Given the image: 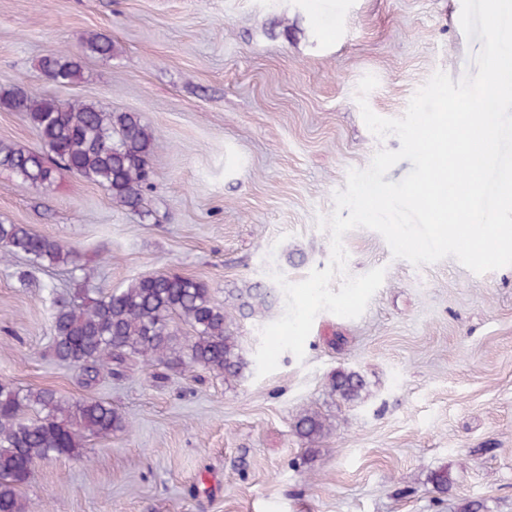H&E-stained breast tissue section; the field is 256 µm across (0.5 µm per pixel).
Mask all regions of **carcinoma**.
<instances>
[{
	"label": "carcinoma",
	"instance_id": "obj_1",
	"mask_svg": "<svg viewBox=\"0 0 512 512\" xmlns=\"http://www.w3.org/2000/svg\"><path fill=\"white\" fill-rule=\"evenodd\" d=\"M88 48L112 55V39L99 33ZM46 77L59 85L82 79V66L65 53L41 60ZM0 108L19 112L36 130L45 150L0 142V168L24 185L54 182L67 168L107 190L112 201L138 210L150 186L154 135L136 112H112L93 104L61 103L18 88L0 89ZM0 256H23L41 268L84 271L78 253L61 241L33 232L25 224L0 221ZM272 293L255 283L239 290L238 313L252 317L270 310ZM190 328L179 334L177 323ZM233 319L208 285L193 277L165 272L140 277L92 298L53 301L52 350L56 360L79 371L80 383L93 387L112 367L129 361L171 368L201 367L224 378H240L248 368ZM330 388L338 398L357 402L366 395L362 375L336 371ZM126 427L108 402L70 398L52 388H18L0 383V512H28L20 489L37 466L61 457H79L87 437L108 438ZM309 442L321 438L325 421L304 410L294 424Z\"/></svg>",
	"mask_w": 512,
	"mask_h": 512
}]
</instances>
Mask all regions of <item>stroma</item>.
<instances>
[{
	"label": "stroma",
	"mask_w": 512,
	"mask_h": 512,
	"mask_svg": "<svg viewBox=\"0 0 512 512\" xmlns=\"http://www.w3.org/2000/svg\"><path fill=\"white\" fill-rule=\"evenodd\" d=\"M462 0H0V88L139 113L155 137L142 212L62 169L21 185L0 169V221L73 247L90 280L23 258L0 262V382L93 394L125 430L88 439L78 458L40 465L22 493L49 512H512V266L483 274L452 257L414 265L376 231L343 238L346 273L385 278L355 319L320 312L303 357L224 381L198 369L137 364L85 391L50 352L53 293L88 296L156 271L206 282L235 313L255 359L266 319L237 316L239 288L295 283L330 262L329 231L349 170L396 136L366 127L357 86L398 118L436 71L476 74L480 40ZM111 36V57L91 54ZM63 51L83 78L62 87L40 62ZM28 274L21 286L20 274ZM359 371L347 403L329 376ZM329 430L304 443L299 409ZM448 470V491L432 475Z\"/></svg>",
	"instance_id": "35a3bbf8"
}]
</instances>
